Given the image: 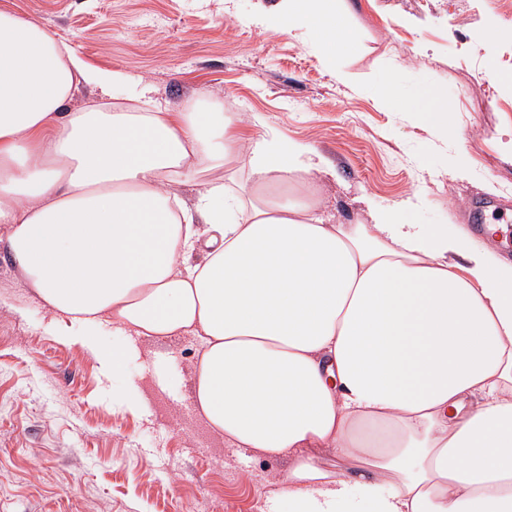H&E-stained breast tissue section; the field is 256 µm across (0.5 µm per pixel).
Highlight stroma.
Returning a JSON list of instances; mask_svg holds the SVG:
<instances>
[{
    "instance_id": "35a3bbf8",
    "label": "stroma",
    "mask_w": 512,
    "mask_h": 512,
    "mask_svg": "<svg viewBox=\"0 0 512 512\" xmlns=\"http://www.w3.org/2000/svg\"><path fill=\"white\" fill-rule=\"evenodd\" d=\"M89 64L151 84L172 108L193 97L253 115L313 145L332 172L299 186L326 223H369L409 205L414 224L464 229L512 261V30L502 0H339L351 32L327 67L302 28L264 31L279 0H9ZM385 67L398 97L351 89L336 69ZM498 79H491L488 68ZM447 97V134L411 117L423 91ZM491 199L475 230L472 198ZM0 229V512H278L286 460L228 447L191 397L198 350L187 336L131 341L112 327L95 349L62 343L7 255ZM123 362L105 369L97 350ZM139 391L141 403L126 397Z\"/></svg>"
}]
</instances>
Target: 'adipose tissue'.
<instances>
[{
  "instance_id": "ef3b65f1",
  "label": "adipose tissue",
  "mask_w": 512,
  "mask_h": 512,
  "mask_svg": "<svg viewBox=\"0 0 512 512\" xmlns=\"http://www.w3.org/2000/svg\"><path fill=\"white\" fill-rule=\"evenodd\" d=\"M257 22L306 29L329 66L350 38L336 0ZM125 82L0 5V227L61 335L196 340L195 403L230 445L287 460L282 512H512V263L398 207L324 223L287 189L328 161L262 117L244 143L219 104L66 109ZM242 160L236 189L219 172ZM116 102L110 97H102L99 90L81 89L67 105V111L77 112L85 104H100L105 108H112V103Z\"/></svg>"
}]
</instances>
